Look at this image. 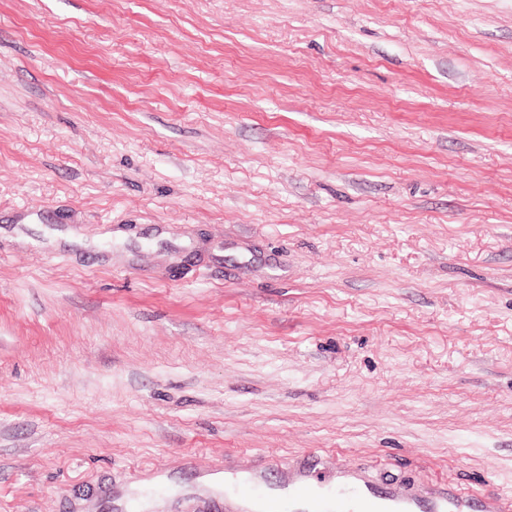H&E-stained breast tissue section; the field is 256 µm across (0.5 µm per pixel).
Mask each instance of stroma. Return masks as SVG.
<instances>
[{"label":"stroma","instance_id":"1","mask_svg":"<svg viewBox=\"0 0 512 512\" xmlns=\"http://www.w3.org/2000/svg\"><path fill=\"white\" fill-rule=\"evenodd\" d=\"M351 472L512 494V0H0V512Z\"/></svg>","mask_w":512,"mask_h":512}]
</instances>
